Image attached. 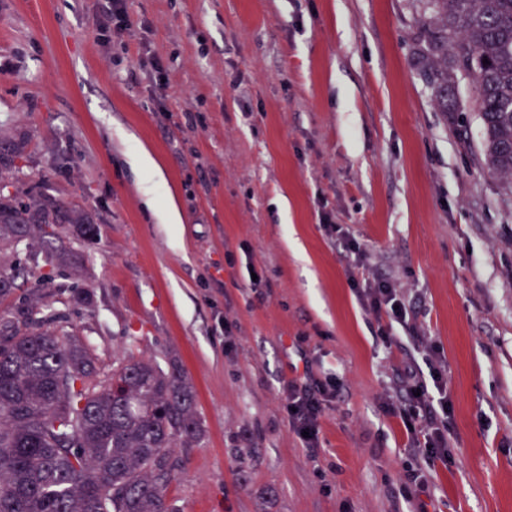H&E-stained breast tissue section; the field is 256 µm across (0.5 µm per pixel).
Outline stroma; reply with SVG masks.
Wrapping results in <instances>:
<instances>
[{
    "mask_svg": "<svg viewBox=\"0 0 512 512\" xmlns=\"http://www.w3.org/2000/svg\"><path fill=\"white\" fill-rule=\"evenodd\" d=\"M105 5L0 0V137L28 134L27 183L100 227L66 234L93 299L65 305L67 330L104 369L173 362L195 388L204 439L175 451L179 512L413 510L394 495L406 434L380 407L397 360L326 212L448 363L437 512H512V189L484 166L473 79L461 111L438 108L416 0H127L112 39ZM140 147L178 225L138 191ZM307 360L342 382L314 458L281 411Z\"/></svg>",
    "mask_w": 512,
    "mask_h": 512,
    "instance_id": "stroma-1",
    "label": "stroma"
}]
</instances>
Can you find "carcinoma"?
Here are the masks:
<instances>
[{
	"label": "carcinoma",
	"mask_w": 512,
	"mask_h": 512,
	"mask_svg": "<svg viewBox=\"0 0 512 512\" xmlns=\"http://www.w3.org/2000/svg\"><path fill=\"white\" fill-rule=\"evenodd\" d=\"M424 71L443 112L451 91L474 78L488 172L512 187V0H420ZM488 63H483V60ZM29 138H0V253L36 236L42 259L0 260V512H179L168 489L172 449L197 445L203 428L193 386L177 365L129 358L99 377L90 347L56 326L48 299L87 294L65 285L64 225L88 241L92 217L39 183L23 186ZM29 288L17 294V280Z\"/></svg>",
	"instance_id": "cac0c4a2"
}]
</instances>
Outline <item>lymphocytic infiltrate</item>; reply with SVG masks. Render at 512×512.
<instances>
[{
  "label": "lymphocytic infiltrate",
  "instance_id": "f902f5d3",
  "mask_svg": "<svg viewBox=\"0 0 512 512\" xmlns=\"http://www.w3.org/2000/svg\"><path fill=\"white\" fill-rule=\"evenodd\" d=\"M342 249L352 255L347 268L348 281L363 310L377 323L376 338L387 352H399L397 384L381 403L389 415L398 417L408 439V452L413 465L405 469L399 486L403 499H411L427 483V470L449 466L453 462L448 445V422L454 411L452 394L447 385V365L440 349L434 345L421 348L420 357L405 352L398 329L407 327L411 308L404 295L385 278L365 277L363 251L348 238L340 225L326 223ZM341 384L336 376L318 378L304 372L289 381L283 391L282 411L294 435L300 436L303 448L316 451L320 446L322 418Z\"/></svg>",
  "mask_w": 512,
  "mask_h": 512
}]
</instances>
